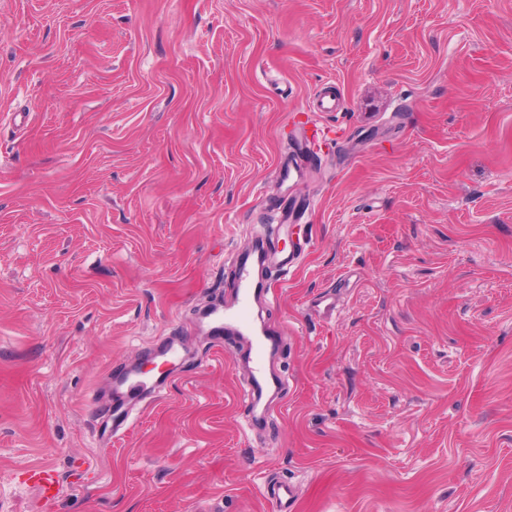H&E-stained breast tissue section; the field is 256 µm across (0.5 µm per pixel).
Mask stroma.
<instances>
[{
    "instance_id": "1",
    "label": "stroma",
    "mask_w": 512,
    "mask_h": 512,
    "mask_svg": "<svg viewBox=\"0 0 512 512\" xmlns=\"http://www.w3.org/2000/svg\"><path fill=\"white\" fill-rule=\"evenodd\" d=\"M330 81L334 140L281 179ZM287 200L252 429L203 315ZM280 480L295 512H512V0H0V512H272ZM267 498L272 503L274 512H290L298 495L292 485L281 482L270 488Z\"/></svg>"
}]
</instances>
